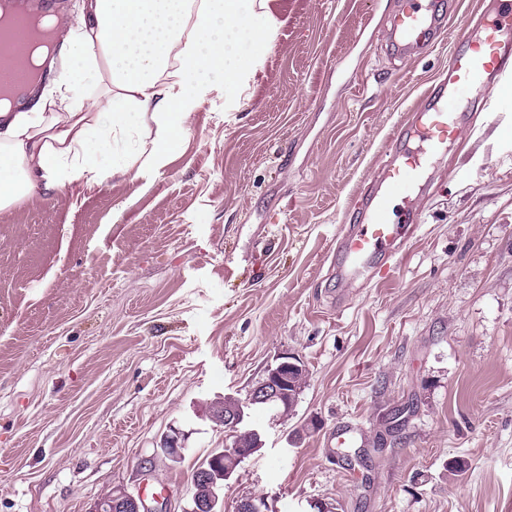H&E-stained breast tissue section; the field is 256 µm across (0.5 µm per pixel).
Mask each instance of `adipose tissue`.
Wrapping results in <instances>:
<instances>
[{
    "instance_id": "obj_1",
    "label": "adipose tissue",
    "mask_w": 512,
    "mask_h": 512,
    "mask_svg": "<svg viewBox=\"0 0 512 512\" xmlns=\"http://www.w3.org/2000/svg\"><path fill=\"white\" fill-rule=\"evenodd\" d=\"M281 22L268 0H83L56 62L61 79L30 112L0 103V210L81 182L164 167L198 105L238 103ZM103 84L91 99L84 76ZM138 137L134 158L118 141Z\"/></svg>"
}]
</instances>
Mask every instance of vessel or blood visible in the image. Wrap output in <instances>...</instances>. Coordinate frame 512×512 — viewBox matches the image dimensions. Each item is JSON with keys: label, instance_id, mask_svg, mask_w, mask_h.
I'll return each mask as SVG.
<instances>
[{"label": "vessel or blood", "instance_id": "vessel-or-blood-1", "mask_svg": "<svg viewBox=\"0 0 512 512\" xmlns=\"http://www.w3.org/2000/svg\"><path fill=\"white\" fill-rule=\"evenodd\" d=\"M451 26L456 33L445 74L429 85L420 111L400 125L351 224L336 239L332 268L341 284L371 280L376 268L396 261L421 222L419 203L436 160L462 138L473 113L512 111V98L502 93L512 83V0H485L480 21L458 24L450 0H405L391 21L390 50L401 58L428 54Z\"/></svg>", "mask_w": 512, "mask_h": 512}]
</instances>
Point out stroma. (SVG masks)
<instances>
[{
    "instance_id": "35a3bbf8",
    "label": "stroma",
    "mask_w": 512,
    "mask_h": 512,
    "mask_svg": "<svg viewBox=\"0 0 512 512\" xmlns=\"http://www.w3.org/2000/svg\"><path fill=\"white\" fill-rule=\"evenodd\" d=\"M270 4L263 70L233 109L214 90L164 168L0 210V512H92L114 488L178 510L230 442L210 403L286 353L307 383L287 417L250 409L262 446L224 512H512V113L437 162L389 276L337 284L336 236L451 38L401 60V0ZM342 426L362 462L337 458Z\"/></svg>"
}]
</instances>
